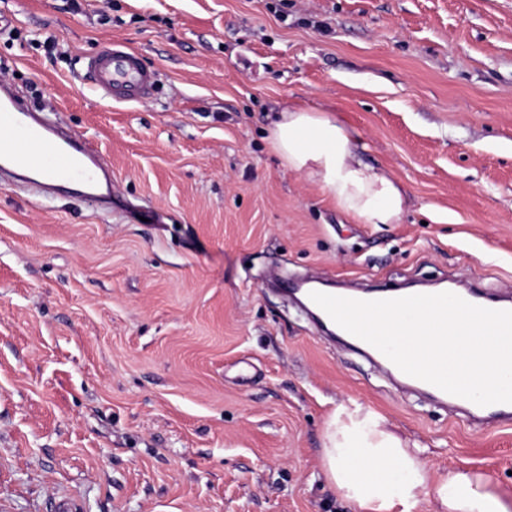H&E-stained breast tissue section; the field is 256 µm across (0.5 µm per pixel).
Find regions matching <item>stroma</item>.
<instances>
[{
	"mask_svg": "<svg viewBox=\"0 0 512 512\" xmlns=\"http://www.w3.org/2000/svg\"><path fill=\"white\" fill-rule=\"evenodd\" d=\"M71 2L0 0V76L112 169L108 210L0 175V512H356L321 463L351 399L512 505V422L397 385L270 282L512 294V0ZM110 43L156 71L143 101L93 92ZM291 103L358 133L398 223L282 164Z\"/></svg>",
	"mask_w": 512,
	"mask_h": 512,
	"instance_id": "obj_1",
	"label": "stroma"
}]
</instances>
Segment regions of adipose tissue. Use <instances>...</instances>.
<instances>
[{
  "mask_svg": "<svg viewBox=\"0 0 512 512\" xmlns=\"http://www.w3.org/2000/svg\"><path fill=\"white\" fill-rule=\"evenodd\" d=\"M268 141L290 171L317 184L361 223L399 220L405 204L401 188L363 162L357 134L330 111L288 105L272 120ZM323 466L339 495L360 512H417L426 496L433 497L436 512H512L486 474L434 475L418 448L354 401L338 405L326 423Z\"/></svg>",
  "mask_w": 512,
  "mask_h": 512,
  "instance_id": "adipose-tissue-1",
  "label": "adipose tissue"
}]
</instances>
